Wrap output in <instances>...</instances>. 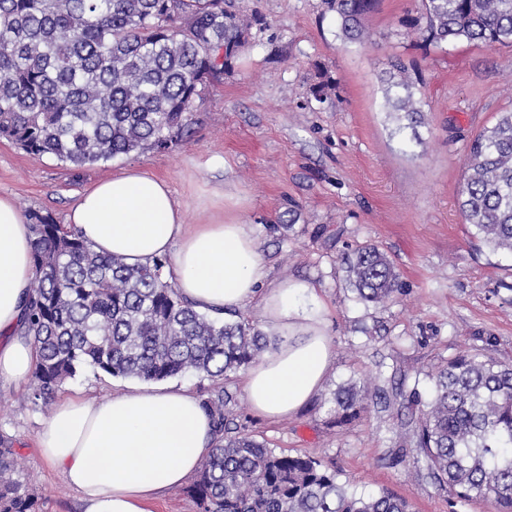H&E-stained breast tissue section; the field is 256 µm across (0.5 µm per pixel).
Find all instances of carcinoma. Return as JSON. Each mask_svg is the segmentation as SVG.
Listing matches in <instances>:
<instances>
[{
	"label": "carcinoma",
	"mask_w": 512,
	"mask_h": 512,
	"mask_svg": "<svg viewBox=\"0 0 512 512\" xmlns=\"http://www.w3.org/2000/svg\"><path fill=\"white\" fill-rule=\"evenodd\" d=\"M336 35L364 45L377 0H323ZM259 24L234 0H0V138L73 168L144 149L165 151L191 124L207 81L232 65ZM422 47L466 41L512 44V0H416L399 20ZM387 118L401 132L423 123L419 79L399 57L382 72ZM466 222L491 249L512 253V112L470 143L459 189ZM35 271L25 326L37 353L30 402L48 411L56 389L84 373L213 382L202 405L216 445L188 493L198 512H410L383 489L365 495L309 456L277 453L234 427L233 395L220 380L277 348L239 316L202 313L179 293L168 258L132 267L101 255L74 224L25 213ZM359 301L400 290L394 264L374 245L347 261ZM429 399L415 420L416 473L459 501L512 512V363L460 355L426 374ZM378 388L348 382L328 399L343 423ZM0 512H41L21 454L0 437Z\"/></svg>",
	"instance_id": "carcinoma-1"
}]
</instances>
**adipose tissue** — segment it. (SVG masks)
Returning <instances> with one entry per match:
<instances>
[{
  "label": "adipose tissue",
  "instance_id": "1",
  "mask_svg": "<svg viewBox=\"0 0 512 512\" xmlns=\"http://www.w3.org/2000/svg\"><path fill=\"white\" fill-rule=\"evenodd\" d=\"M67 221L96 252L132 266L172 255L178 289L198 311L258 305L287 335L244 379L248 403L264 418L294 415L321 389L334 349L320 315L298 311L310 287L287 281L266 288L259 244L235 215L219 208L206 223H186L165 180L129 168L87 188ZM30 240L23 211L0 195V386L28 378L36 360L21 329L33 282ZM38 447L77 491L84 512H150L211 452L212 424L188 387H138L98 400H61Z\"/></svg>",
  "mask_w": 512,
  "mask_h": 512
}]
</instances>
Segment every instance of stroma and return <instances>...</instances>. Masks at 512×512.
<instances>
[{"instance_id": "stroma-1", "label": "stroma", "mask_w": 512, "mask_h": 512, "mask_svg": "<svg viewBox=\"0 0 512 512\" xmlns=\"http://www.w3.org/2000/svg\"><path fill=\"white\" fill-rule=\"evenodd\" d=\"M240 5L265 27L208 81L188 135L172 150L74 169L0 138V195L63 224L86 187L135 167L168 181L190 224L208 220L216 193L237 197L269 281L307 282L313 293L300 309L322 315L334 344L322 389L277 422L251 409L244 371L231 374L225 386L241 432L276 452L320 460L357 492L389 490L413 512H495L488 501L451 504L446 491L417 477L401 395L427 391L428 372L458 355L512 362V254L487 247L458 205L470 140L512 111V45L419 49L398 24L413 0H379L367 45L337 38L321 0ZM393 56L416 64L423 78L422 142L409 149L382 110L379 76ZM322 82L320 103L311 90ZM368 244L400 275V291L382 306L356 300L347 281V258ZM349 381L378 385L387 403L336 425L327 400ZM136 384L86 373L56 395L104 398ZM28 395L25 382L0 387V436L20 448L42 512H82L78 493L39 456L36 437L48 416Z\"/></svg>"}]
</instances>
